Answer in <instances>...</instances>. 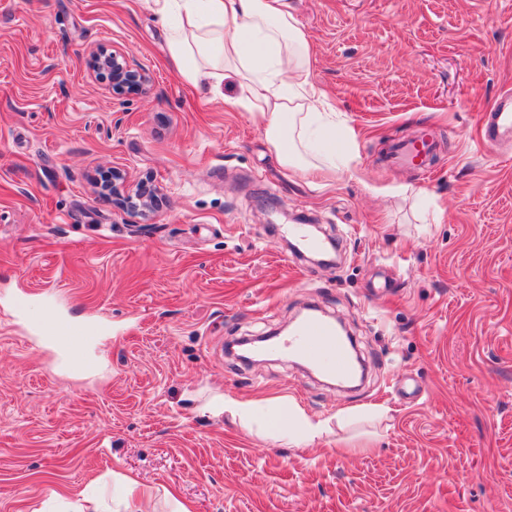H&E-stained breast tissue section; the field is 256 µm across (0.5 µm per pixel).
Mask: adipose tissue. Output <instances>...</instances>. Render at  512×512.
<instances>
[{"label": "adipose tissue", "instance_id": "1", "mask_svg": "<svg viewBox=\"0 0 512 512\" xmlns=\"http://www.w3.org/2000/svg\"><path fill=\"white\" fill-rule=\"evenodd\" d=\"M168 26L167 53L183 79L236 96L225 105L251 112L285 168L310 172L336 159V126L326 96L312 77L310 43L291 0H153ZM230 414L248 433L295 448L323 438L329 423L309 416L292 399L239 400L217 396L205 405Z\"/></svg>", "mask_w": 512, "mask_h": 512}]
</instances>
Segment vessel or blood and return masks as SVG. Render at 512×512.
Listing matches in <instances>:
<instances>
[{
    "instance_id": "vessel-or-blood-1",
    "label": "vessel or blood",
    "mask_w": 512,
    "mask_h": 512,
    "mask_svg": "<svg viewBox=\"0 0 512 512\" xmlns=\"http://www.w3.org/2000/svg\"><path fill=\"white\" fill-rule=\"evenodd\" d=\"M480 125L483 141L489 146L496 144L498 130H512V95L501 96L492 112L481 115ZM434 151L433 139L423 137L393 144L388 159L425 170L430 166ZM19 310L32 335L55 344H66L71 363L86 370L94 368L95 363L85 357L83 346L98 338V328L82 326L63 317L48 319L39 312L29 310L24 304L20 305ZM283 346L289 352L319 364L337 379H346L351 373L348 352L343 342L335 329L321 319L310 318L304 321L295 335L284 340Z\"/></svg>"
}]
</instances>
